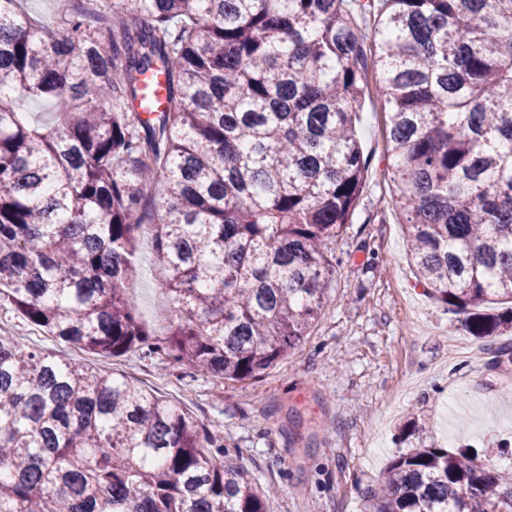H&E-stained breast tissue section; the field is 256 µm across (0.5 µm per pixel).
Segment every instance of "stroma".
Returning a JSON list of instances; mask_svg holds the SVG:
<instances>
[{
	"label": "stroma",
	"instance_id": "1",
	"mask_svg": "<svg viewBox=\"0 0 512 512\" xmlns=\"http://www.w3.org/2000/svg\"><path fill=\"white\" fill-rule=\"evenodd\" d=\"M357 134L366 182L351 224L328 250L336 259L308 336L262 377L202 376L164 354L112 358L37 329L0 301V334L53 356L126 377L200 422L260 490L269 512H366L380 473L408 452L401 428L428 426L435 443L477 450L512 470V335L472 336L461 314L418 285L386 169L388 114L367 91ZM129 308L155 337L172 304L149 235L134 253Z\"/></svg>",
	"mask_w": 512,
	"mask_h": 512
}]
</instances>
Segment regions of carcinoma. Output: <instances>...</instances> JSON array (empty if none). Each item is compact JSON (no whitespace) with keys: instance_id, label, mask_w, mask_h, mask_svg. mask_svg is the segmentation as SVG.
<instances>
[{"instance_id":"obj_1","label":"carcinoma","mask_w":512,"mask_h":512,"mask_svg":"<svg viewBox=\"0 0 512 512\" xmlns=\"http://www.w3.org/2000/svg\"><path fill=\"white\" fill-rule=\"evenodd\" d=\"M25 2L0 0V299L30 324L233 382L287 357L362 193L371 67L418 282L472 335L512 329L484 308L512 300V0H73L46 39ZM154 72L166 110L132 111ZM20 98L64 107L33 125ZM144 233L161 341L125 298ZM402 433L369 512H512V476ZM225 454L133 381L0 336V512H267Z\"/></svg>"}]
</instances>
